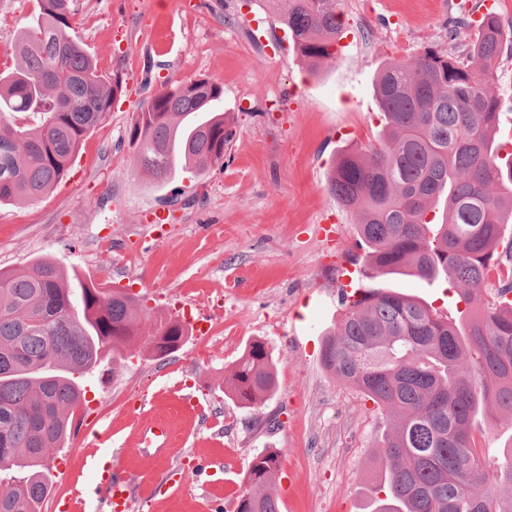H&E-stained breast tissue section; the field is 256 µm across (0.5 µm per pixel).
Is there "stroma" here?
Instances as JSON below:
<instances>
[{
	"mask_svg": "<svg viewBox=\"0 0 512 512\" xmlns=\"http://www.w3.org/2000/svg\"><path fill=\"white\" fill-rule=\"evenodd\" d=\"M33 0H0V71L14 66L15 34ZM76 32L122 92L90 130L66 175L37 201L0 206V269L46 257L65 275L109 281L137 293L150 317L122 367L104 361L84 377L86 421L55 460L52 495L74 512H110L94 460L109 450L118 479L157 489L155 512H233L243 473L220 468L278 451L268 487L280 512H372L377 446L390 420L321 364L325 334L343 297L365 282L356 213L326 192L339 150L375 139L383 123L374 80L388 59L431 46L451 50L455 0H343L344 35L320 71L300 61L287 33L241 0H76ZM209 78L224 88L216 111L233 136L224 166L202 177L147 181L127 145L133 112L166 82ZM388 286L459 317L445 281L386 276ZM206 316L210 334L188 336L168 361L144 343L174 313ZM256 339L277 368L272 397L239 408L222 388L233 362ZM171 429L172 454L141 450L143 422Z\"/></svg>",
	"mask_w": 512,
	"mask_h": 512,
	"instance_id": "stroma-1",
	"label": "stroma"
}]
</instances>
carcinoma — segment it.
Listing matches in <instances>:
<instances>
[{"label":"carcinoma","instance_id":"cac0c4a2","mask_svg":"<svg viewBox=\"0 0 512 512\" xmlns=\"http://www.w3.org/2000/svg\"><path fill=\"white\" fill-rule=\"evenodd\" d=\"M245 2L284 26L312 69L335 58L336 0ZM74 17L73 0H35L33 23L15 38L20 62L0 72V204L47 195L122 92L117 79L106 86ZM458 25L476 28L461 51L426 47L382 65L374 95L386 133L339 151L327 183L358 216L370 283L342 300L321 362L393 420L379 445L375 512H512V442L492 461L476 426L490 405L512 416V241L497 251L512 221V142L493 137L500 101L487 90L512 24L494 13ZM223 95L208 79L170 83L133 114L128 145L153 183L224 167L232 132L213 111ZM27 112L39 115L36 125L15 123ZM492 272L497 286L488 288ZM386 275L446 277L466 317L386 287ZM74 280L68 287L47 258L0 270V512H42L50 451L71 432L82 378L109 355L122 364L148 315L116 286ZM185 337L179 321L161 322L146 340L151 359L167 361L163 345L172 354ZM275 387L272 355L255 341L234 361L224 394L251 410ZM278 468L274 451L254 457L235 512H278L266 492Z\"/></svg>","mask_w":512,"mask_h":512}]
</instances>
